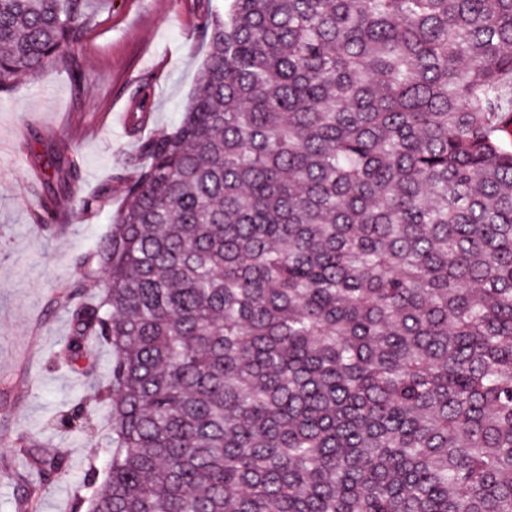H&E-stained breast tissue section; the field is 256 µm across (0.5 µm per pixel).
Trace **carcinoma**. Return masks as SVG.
Listing matches in <instances>:
<instances>
[{"mask_svg": "<svg viewBox=\"0 0 512 512\" xmlns=\"http://www.w3.org/2000/svg\"><path fill=\"white\" fill-rule=\"evenodd\" d=\"M85 0H0V90ZM58 297L112 349L90 512H512V0H233ZM41 221L81 177L45 163ZM107 182L83 197L91 212ZM90 422L72 408L56 427ZM37 510L70 469L27 435Z\"/></svg>", "mask_w": 512, "mask_h": 512, "instance_id": "cac0c4a2", "label": "carcinoma"}]
</instances>
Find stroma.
Wrapping results in <instances>:
<instances>
[{
    "mask_svg": "<svg viewBox=\"0 0 512 512\" xmlns=\"http://www.w3.org/2000/svg\"><path fill=\"white\" fill-rule=\"evenodd\" d=\"M231 0H89V20L77 42L39 72L22 74L0 91V512H15L20 488L3 465L17 435L37 438L48 453L66 456L67 477L42 490L39 512H69L90 465H101L108 442L105 402L97 387L109 381L112 352L95 348V381L60 365L70 331L64 309L52 300L81 281L74 259L109 230L125 204L123 192L95 213L75 215L74 203L114 178L138 174L140 140L172 132L205 63L208 39L201 21L223 16ZM151 91L150 118L132 136L121 113L137 111ZM40 141L18 145L30 132ZM63 148L78 156L82 177L62 197V233L38 222L35 188L49 154ZM86 405L91 425L58 430L57 413Z\"/></svg>",
    "mask_w": 512,
    "mask_h": 512,
    "instance_id": "obj_1",
    "label": "stroma"
}]
</instances>
